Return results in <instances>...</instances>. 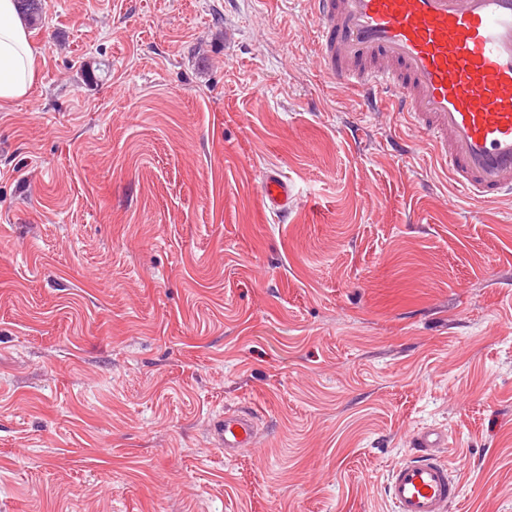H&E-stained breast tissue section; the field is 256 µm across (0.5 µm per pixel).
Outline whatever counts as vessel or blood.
Wrapping results in <instances>:
<instances>
[{
    "mask_svg": "<svg viewBox=\"0 0 512 512\" xmlns=\"http://www.w3.org/2000/svg\"><path fill=\"white\" fill-rule=\"evenodd\" d=\"M310 2L324 80L359 92L369 111L394 105L467 198H512V0ZM261 196L282 212L291 190L270 171ZM255 436L245 410L225 413L210 431L228 459ZM447 442L431 428L416 433V455L388 480L395 512H449L458 484L436 455Z\"/></svg>",
    "mask_w": 512,
    "mask_h": 512,
    "instance_id": "obj_1",
    "label": "vessel or blood"
}]
</instances>
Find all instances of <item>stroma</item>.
<instances>
[{
  "mask_svg": "<svg viewBox=\"0 0 512 512\" xmlns=\"http://www.w3.org/2000/svg\"><path fill=\"white\" fill-rule=\"evenodd\" d=\"M40 5L0 108V512H392L424 428L449 512H512V200L324 81L310 0ZM261 196L263 204L270 210L287 211L291 197L288 181L279 172H267L262 180ZM256 436V423L245 410L225 412L224 418L212 424L210 437L217 448L224 449L227 459L236 457L243 448H250Z\"/></svg>",
  "mask_w": 512,
  "mask_h": 512,
  "instance_id": "1",
  "label": "stroma"
}]
</instances>
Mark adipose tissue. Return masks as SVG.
<instances>
[{
  "mask_svg": "<svg viewBox=\"0 0 512 512\" xmlns=\"http://www.w3.org/2000/svg\"><path fill=\"white\" fill-rule=\"evenodd\" d=\"M36 74V50L15 0H0V106L26 96Z\"/></svg>",
  "mask_w": 512,
  "mask_h": 512,
  "instance_id": "1",
  "label": "adipose tissue"
}]
</instances>
